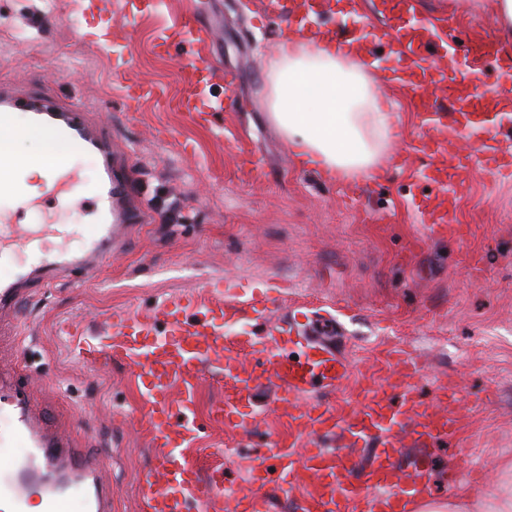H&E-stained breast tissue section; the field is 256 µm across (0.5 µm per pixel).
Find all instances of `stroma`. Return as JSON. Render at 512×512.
Instances as JSON below:
<instances>
[{
  "label": "stroma",
  "mask_w": 512,
  "mask_h": 512,
  "mask_svg": "<svg viewBox=\"0 0 512 512\" xmlns=\"http://www.w3.org/2000/svg\"><path fill=\"white\" fill-rule=\"evenodd\" d=\"M146 13L147 0H0V82L17 91L45 85L57 100L91 112L129 159L136 203L147 223L135 229L124 253L92 278L39 289L21 311L15 346L26 355L32 403L49 411L79 448L100 453L112 484V512H145L141 486L152 450L141 420L139 380L122 363L86 365L70 352L71 324L99 330L116 309L145 314L180 294L210 295L209 282L227 281L225 299L274 283L286 284L271 323L225 318V325L272 336L291 306L344 307L336 333L356 375L383 348L400 344L419 358L414 379L421 399L454 380L463 399L456 415L459 441L422 448L432 495L445 499L472 484L497 482L512 462V178L471 174L461 189L458 221L464 237H437L411 205L415 189L395 161L421 128L412 94L395 86L398 139L379 175L357 177L356 200L334 180L299 163L268 122L266 70L278 55L286 20L261 21L263 0H164ZM199 8L214 37L203 54L217 72L236 75L233 99L213 125L184 121L171 103L181 92L176 61L157 56L153 43L171 16ZM126 38L127 63L115 74L112 57L95 43L100 22ZM147 80L157 96L126 111L125 82ZM261 155L262 182L248 183L241 153ZM18 223L38 230L68 224L69 237L45 236L54 251L79 250L92 219L65 202L20 210ZM258 389L260 416L249 433L206 427L194 451L200 466L223 464L246 486L279 425Z\"/></svg>",
  "instance_id": "35a3bbf8"
}]
</instances>
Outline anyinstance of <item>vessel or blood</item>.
<instances>
[{"label":"vessel or blood","instance_id":"vessel-or-blood-1","mask_svg":"<svg viewBox=\"0 0 512 512\" xmlns=\"http://www.w3.org/2000/svg\"><path fill=\"white\" fill-rule=\"evenodd\" d=\"M372 16L382 27L376 50L397 57L400 70L380 75L382 86L401 83L410 89L425 137L412 144L413 154L428 157L422 180L435 186L415 205L426 224L437 233L456 235L457 184L462 171L483 170L512 174V148L504 146L498 123L512 116L501 108V95L486 90V68L512 72V57L488 33L456 18L440 15L415 23L422 0H371ZM324 12L322 0H266V14L277 18ZM330 51L346 54L366 42L365 28L324 27ZM209 31L190 14L162 32L156 47L173 55L181 44L200 46ZM467 58L471 66L459 72L456 63ZM186 89L179 108L194 122L224 111L232 97V82L215 91L214 72L204 57L183 61ZM48 104L40 113L44 126L57 141L96 153L101 160L97 189L78 200L80 211L97 223L87 248L69 257L46 253L38 239L9 220L0 208V258L5 245L23 243L33 262L11 280L0 281V329L33 290L63 278L97 271L103 257L122 246L129 224L142 221L131 208L132 172L112 162V138L88 114L48 102L43 91L19 93L0 86V128L8 127L13 112ZM453 124L478 143L476 153L453 152L444 128ZM22 163L0 156V196L31 207L24 192ZM271 298L256 290L236 296L241 311L265 318ZM223 299L207 304L183 295L161 302L155 315L117 310L102 331L74 334L75 354L87 362L114 359L132 366L141 376L145 404L142 414L150 427L155 452L150 476L142 486L146 512H187L190 505L229 506L231 512H270L265 487L277 485L300 493L298 512H408L409 504L426 489L422 465L403 471L404 449L448 442L459 427L451 409L461 400L455 383L439 384L430 401L417 396L409 384L417 372L414 357L401 349L376 357L372 374L350 401L332 400L349 379L350 365L329 336L315 331L313 315L296 309L277 336L258 343L256 337L224 333ZM224 386L223 402L199 419L195 389L204 373ZM271 385V409L288 425L286 434L271 438L265 454L253 466L249 487L235 491L223 469L201 475L189 454L204 423L216 422L242 433L255 420L248 407L260 386ZM321 391L324 401L301 404L302 396ZM15 414L12 435L27 443L37 466L17 463L0 466V512H27L28 497L42 487V512H66L75 490L85 495L87 512H112V487L100 477L96 457L74 447L71 439L45 423L28 403L14 369L0 366V412Z\"/></svg>","mask_w":512,"mask_h":512}]
</instances>
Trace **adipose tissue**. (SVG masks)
Returning <instances> with one entry per match:
<instances>
[{"label": "adipose tissue", "mask_w": 512, "mask_h": 512, "mask_svg": "<svg viewBox=\"0 0 512 512\" xmlns=\"http://www.w3.org/2000/svg\"><path fill=\"white\" fill-rule=\"evenodd\" d=\"M266 110L295 155L329 178L371 176L394 141L362 53L339 55L307 32L286 37L267 74ZM410 512H512V466L500 486L412 502Z\"/></svg>", "instance_id": "1"}]
</instances>
